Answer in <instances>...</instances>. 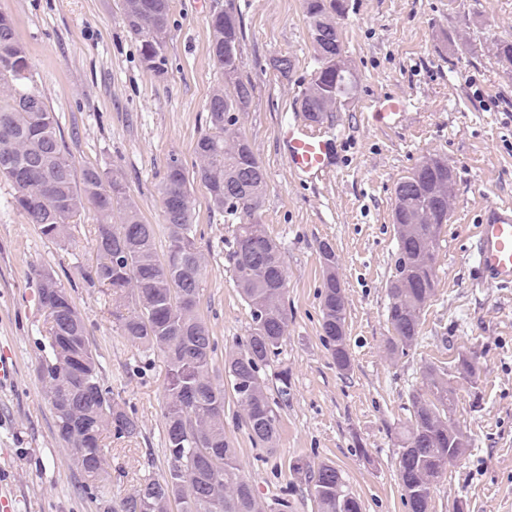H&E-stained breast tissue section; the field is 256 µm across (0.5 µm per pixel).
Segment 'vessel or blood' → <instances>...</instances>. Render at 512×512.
I'll use <instances>...</instances> for the list:
<instances>
[{"instance_id": "b4317fda", "label": "vessel or blood", "mask_w": 512, "mask_h": 512, "mask_svg": "<svg viewBox=\"0 0 512 512\" xmlns=\"http://www.w3.org/2000/svg\"><path fill=\"white\" fill-rule=\"evenodd\" d=\"M372 119L385 127L401 126L408 115V101L387 95L366 105ZM279 137L291 175L302 184L325 180L337 166L338 136L296 120L281 125ZM473 252L479 282L512 286V205L487 206L476 226Z\"/></svg>"}]
</instances>
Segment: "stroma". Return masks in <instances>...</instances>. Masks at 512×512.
<instances>
[{
  "instance_id": "obj_1",
  "label": "stroma",
  "mask_w": 512,
  "mask_h": 512,
  "mask_svg": "<svg viewBox=\"0 0 512 512\" xmlns=\"http://www.w3.org/2000/svg\"><path fill=\"white\" fill-rule=\"evenodd\" d=\"M348 2L339 27L356 88L324 120L341 134L339 165L325 183L306 186L290 175L277 141L280 125L300 117L299 101L319 67L302 0H235L242 71L256 88L239 126L266 169L261 220L283 248L287 278L288 338L265 375L287 371L290 396L276 406L275 454L249 440L230 399L224 432L261 496L287 490L289 512H317L303 471L289 470L293 461L303 470L332 463L362 512H405L396 471L400 432L410 419L409 397L431 364L457 392L452 418L470 447L436 483L430 512H460V502L461 512H512V288L480 284L472 252L481 211L512 202V65L495 48L497 39L512 36V0ZM169 5L167 72L158 78L142 67L117 0H0L67 149L77 164L123 176L161 250L166 228L158 184L170 156L194 163L195 144L208 130L205 103L219 81L209 20L224 0ZM281 55L293 63L286 78L272 67ZM387 93L410 102L406 125L368 123L365 101ZM430 155L446 159L454 172L452 216L439 238L437 286L417 344L393 359L386 310L397 247L394 188ZM13 193L0 184V344L18 362L15 386L0 389V479L14 485L17 512H100V498L118 500L166 468L165 359L158 353L142 363L138 347L119 335L109 297L83 280L95 256V213L82 214L65 250L28 224L12 205ZM193 195L206 258L200 312L221 358L237 349L251 324L226 257L237 221L210 209L202 185ZM323 241L336 251L347 299L352 368L343 374L322 337ZM41 266L54 271L80 310L104 388L140 423L137 439L108 436L112 480L101 492L86 486L71 449L57 437L37 380L46 325L23 296L36 287L31 269ZM461 353L474 357L475 378H460Z\"/></svg>"
}]
</instances>
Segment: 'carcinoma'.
Segmentation results:
<instances>
[{
  "label": "carcinoma",
  "mask_w": 512,
  "mask_h": 512,
  "mask_svg": "<svg viewBox=\"0 0 512 512\" xmlns=\"http://www.w3.org/2000/svg\"><path fill=\"white\" fill-rule=\"evenodd\" d=\"M125 26L139 43L145 70L166 73L169 0H119ZM308 33L319 68L300 100L311 123L351 98L356 79L343 55L338 20L347 0H304ZM210 53L221 82L206 103L208 132L196 142L195 164L187 169L170 156L159 183L167 248L159 253L152 225L143 221L122 176L93 165L76 167L58 137V118L31 86V64L13 19L0 13V182L12 186V204L45 239L71 245L72 225L86 209L97 215L95 260L84 269L90 288L106 291L120 336L140 347L144 360L159 351L167 367L164 428L167 468L143 478L133 492L103 512H288V491L262 501L242 473L237 449L224 433V385L216 379V343L199 312L205 257L193 224V184H202L212 210L240 219L227 253L233 281L250 310L243 348L224 358V378L242 412L249 439L276 452L279 419L268 396L264 369L288 335L287 281L279 243L260 220L266 171L238 127L255 85L241 72L242 24L233 0L210 18ZM453 170L433 156L396 183L392 219L397 253L389 282L387 351L404 355L417 343L421 313L435 293L437 244L451 219ZM119 214L120 222L112 223ZM323 269L321 328L336 369L350 371L346 301L336 277V252L318 246ZM48 353L38 370L44 395L56 401L58 437L71 448L86 481L108 478L104 434L134 439L140 424L103 388L88 331L69 292L54 274L35 267ZM423 388L410 395L412 418L401 436L397 476L406 512H429L435 483L448 463L462 458V444L448 430L457 394L439 369L423 370ZM308 491L318 512H362L335 466L307 471Z\"/></svg>",
  "instance_id": "carcinoma-1"
}]
</instances>
